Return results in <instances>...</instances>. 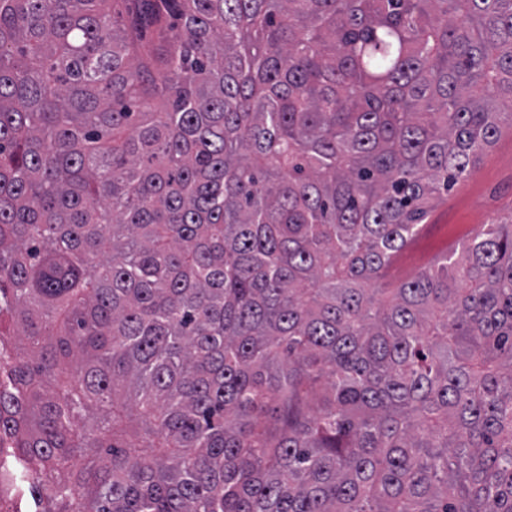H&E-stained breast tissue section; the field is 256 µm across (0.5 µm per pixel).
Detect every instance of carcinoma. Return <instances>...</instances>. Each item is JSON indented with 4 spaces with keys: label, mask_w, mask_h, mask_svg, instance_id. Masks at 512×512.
I'll return each mask as SVG.
<instances>
[{
    "label": "carcinoma",
    "mask_w": 512,
    "mask_h": 512,
    "mask_svg": "<svg viewBox=\"0 0 512 512\" xmlns=\"http://www.w3.org/2000/svg\"><path fill=\"white\" fill-rule=\"evenodd\" d=\"M0 0V489L40 512H512V217L375 288L512 103V0Z\"/></svg>",
    "instance_id": "obj_1"
}]
</instances>
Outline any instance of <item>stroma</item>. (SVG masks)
Returning <instances> with one entry per match:
<instances>
[{"label": "stroma", "mask_w": 512, "mask_h": 512, "mask_svg": "<svg viewBox=\"0 0 512 512\" xmlns=\"http://www.w3.org/2000/svg\"><path fill=\"white\" fill-rule=\"evenodd\" d=\"M511 215L512 125L506 123L469 177L434 201L419 235L384 271L381 287H397L434 266L444 254L480 233L485 224Z\"/></svg>", "instance_id": "stroma-1"}]
</instances>
